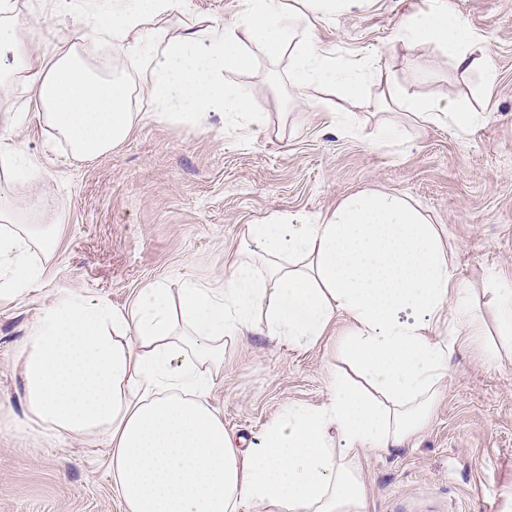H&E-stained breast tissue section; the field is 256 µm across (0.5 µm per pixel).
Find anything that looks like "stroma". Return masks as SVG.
Here are the masks:
<instances>
[{
  "label": "stroma",
  "instance_id": "obj_1",
  "mask_svg": "<svg viewBox=\"0 0 512 512\" xmlns=\"http://www.w3.org/2000/svg\"><path fill=\"white\" fill-rule=\"evenodd\" d=\"M488 41L493 83L458 70L448 50L411 46L395 32L418 0H346L319 15L317 30L340 66L391 71L420 95L463 100L482 119L462 131L442 123H403V137L381 141L391 120L377 111L379 89L367 84L347 105L351 125L332 124L308 87V111L294 107L290 55H256L249 73L225 79L261 101L267 131L241 139L218 117L185 125L141 103V120L111 153L92 162L71 157L45 134L23 88L0 106L28 112L9 135L39 165L44 221L58 227L44 277L19 303H0V512H124L112 491L110 454L92 436L49 439L39 426L17 430L22 413L20 343L44 306L68 291L128 313L156 283L178 291L192 281L224 285L225 263L246 225L274 213L325 214L360 190L405 196L440 225L448 261L485 305L487 290L512 283V0H448ZM241 0H186L161 38L197 19L232 22ZM73 33L70 15L45 13L28 46L58 53ZM344 317L316 343L296 347L260 333L226 343L224 365L208 396L236 439L256 440L289 402L327 401L331 374L344 365ZM454 338L444 389L418 440L363 465L366 512H512V348L486 350L494 330L471 336L442 322Z\"/></svg>",
  "mask_w": 512,
  "mask_h": 512
}]
</instances>
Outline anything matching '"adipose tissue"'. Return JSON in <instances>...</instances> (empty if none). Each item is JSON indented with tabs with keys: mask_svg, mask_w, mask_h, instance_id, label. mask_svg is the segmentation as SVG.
I'll list each match as a JSON object with an SVG mask.
<instances>
[{
	"mask_svg": "<svg viewBox=\"0 0 512 512\" xmlns=\"http://www.w3.org/2000/svg\"><path fill=\"white\" fill-rule=\"evenodd\" d=\"M308 2L302 13L287 0H243L233 24L197 21L163 40L157 26L180 0H83L79 33L48 59L25 45L38 18L0 0V91L23 86L49 137L97 160L140 118L124 69L92 63L106 45L133 54L159 115L195 125L217 114L225 128L264 130L269 112L224 79L250 71L253 51L291 53L296 90L362 92L317 36L328 0ZM395 37L451 50L458 69L496 78L484 41L447 6L409 17ZM372 78L381 111L462 130L480 120L447 97L408 93L386 69ZM37 174L22 147L0 138V301L24 297L45 272L34 251L52 250ZM448 313L479 332L472 290L450 268L437 225L404 196L359 191L315 218L247 225L223 287L188 282L175 296L158 283L126 314L58 294L21 345L18 424L104 436L124 512H365L363 461L405 446L429 421L448 369V343L432 330ZM338 316L351 374L332 377L322 405L288 404L241 447L208 402L225 343L259 332L306 346Z\"/></svg>",
	"mask_w": 512,
	"mask_h": 512,
	"instance_id": "obj_1",
	"label": "adipose tissue"
}]
</instances>
